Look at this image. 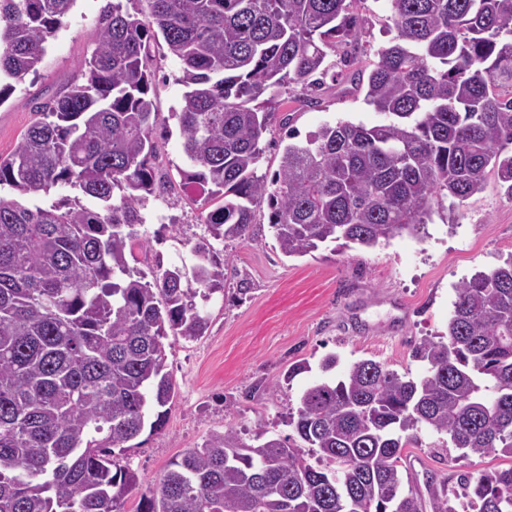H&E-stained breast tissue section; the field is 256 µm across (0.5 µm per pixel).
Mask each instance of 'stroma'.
<instances>
[{"mask_svg":"<svg viewBox=\"0 0 512 512\" xmlns=\"http://www.w3.org/2000/svg\"><path fill=\"white\" fill-rule=\"evenodd\" d=\"M107 0H76L48 50L38 74L30 75L0 103V155L13 152L38 118L35 99H48L80 76L97 37V18ZM366 20L360 57L373 61L386 45V12L381 0H364ZM156 80L151 96L158 112L155 160L168 190L150 198L136 234L147 240L162 267L196 262L191 249L207 236L208 208L181 183L185 165L177 120L183 87L179 62L165 45L154 48ZM299 86L280 90L265 135L257 172L274 178L280 165L277 147L287 128L306 138L326 123L368 126L385 117L345 85L327 83L313 105L299 102ZM269 208L256 213L246 239L218 242L214 258L224 266V289L205 306L210 328L188 341H165L168 369L177 396L164 431L142 432L131 448L118 452L121 465L133 470L140 487L156 484L169 464L200 446L213 431L233 427L246 443L258 432L294 437L289 416L301 391L322 376L320 361L330 352L341 367L361 359L387 363L399 373L418 376L422 363L411 353L422 338L446 334L456 286L479 271L502 264L512 255V200L495 175L482 193L463 204L436 208L423 233L403 234L371 249L330 243L303 257H285L269 224ZM309 370L289 377L300 361ZM268 390H261V383ZM421 443L404 456L418 459V483L428 477L478 476L512 465L493 452L463 457L443 447L442 437L425 431Z\"/></svg>","mask_w":512,"mask_h":512,"instance_id":"1","label":"stroma"}]
</instances>
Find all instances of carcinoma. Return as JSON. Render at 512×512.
Instances as JSON below:
<instances>
[{
  "label": "carcinoma",
  "mask_w": 512,
  "mask_h": 512,
  "mask_svg": "<svg viewBox=\"0 0 512 512\" xmlns=\"http://www.w3.org/2000/svg\"><path fill=\"white\" fill-rule=\"evenodd\" d=\"M76 0H0V103L35 75ZM113 3L82 81L0 156V512H124L136 474L113 459L145 426L164 430L176 397L169 335L198 339V301L224 287L216 261L148 273L133 227L156 180L151 44L181 66L183 186L212 206V241L243 239L257 207L286 257L344 241L371 248L418 235L434 205L485 189L512 200V0H384L393 37L357 66L363 0ZM341 62L386 121L324 124L289 143L273 182L257 175L276 89L315 99ZM47 206L33 200L51 190ZM418 378L362 359L299 398L290 424L316 457L230 426L171 463L136 512H512V466L427 495L404 487L402 450L424 430L463 456L512 457V259L462 281L448 335L425 338Z\"/></svg>",
  "instance_id": "carcinoma-1"
}]
</instances>
